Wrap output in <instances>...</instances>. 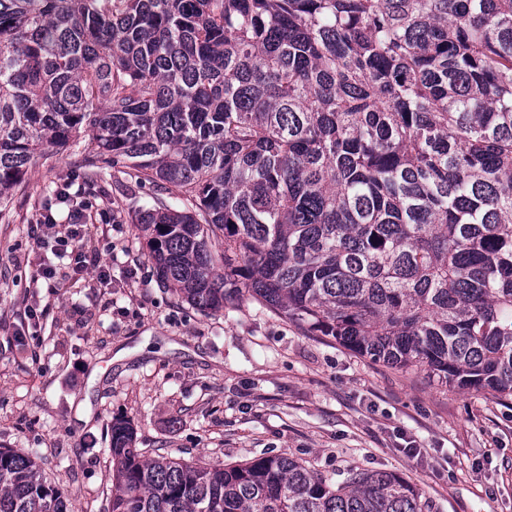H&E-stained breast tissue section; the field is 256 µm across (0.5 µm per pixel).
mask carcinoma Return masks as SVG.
I'll list each match as a JSON object with an SVG mask.
<instances>
[{"instance_id":"cac0c4a2","label":"carcinoma","mask_w":512,"mask_h":512,"mask_svg":"<svg viewBox=\"0 0 512 512\" xmlns=\"http://www.w3.org/2000/svg\"><path fill=\"white\" fill-rule=\"evenodd\" d=\"M48 148L156 189L131 223L198 309L512 398V0H0V208ZM111 454L109 512L426 508L391 472L149 458L124 419ZM0 512L71 510L1 448Z\"/></svg>"}]
</instances>
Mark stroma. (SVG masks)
<instances>
[{
	"mask_svg": "<svg viewBox=\"0 0 512 512\" xmlns=\"http://www.w3.org/2000/svg\"><path fill=\"white\" fill-rule=\"evenodd\" d=\"M66 152L36 158L0 212V448L36 456L73 512H105L114 419L136 446L225 465L271 453L333 484L385 470L429 512H512V399L442 387L310 336L246 299L200 311L161 284L132 211L152 202L133 172L95 183ZM71 183L89 232L69 240L108 271L75 273L34 230ZM53 267L52 280L39 279ZM416 453H407V446Z\"/></svg>",
	"mask_w": 512,
	"mask_h": 512,
	"instance_id": "stroma-1",
	"label": "stroma"
}]
</instances>
